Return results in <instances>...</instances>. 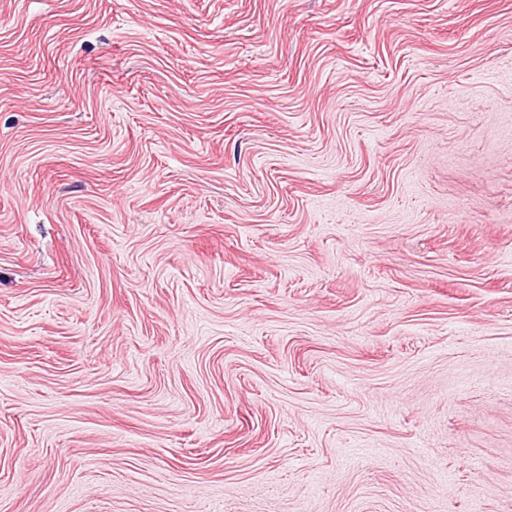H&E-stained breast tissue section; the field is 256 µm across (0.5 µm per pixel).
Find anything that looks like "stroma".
Here are the masks:
<instances>
[{
	"label": "stroma",
	"instance_id": "1",
	"mask_svg": "<svg viewBox=\"0 0 512 512\" xmlns=\"http://www.w3.org/2000/svg\"><path fill=\"white\" fill-rule=\"evenodd\" d=\"M0 512H512V0H0Z\"/></svg>",
	"mask_w": 512,
	"mask_h": 512
}]
</instances>
